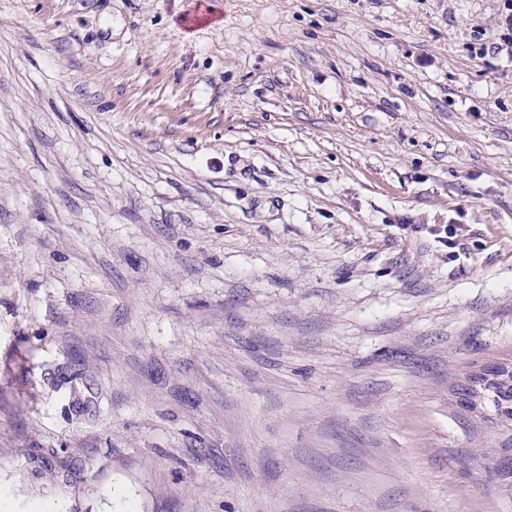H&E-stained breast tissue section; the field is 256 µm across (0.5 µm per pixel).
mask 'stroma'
<instances>
[{"mask_svg": "<svg viewBox=\"0 0 512 512\" xmlns=\"http://www.w3.org/2000/svg\"><path fill=\"white\" fill-rule=\"evenodd\" d=\"M505 0H0V512H512ZM510 368L511 372L509 373L508 371ZM497 375L498 378L490 385L486 386L484 393L487 394V399L493 402L497 407V413L500 418L499 420L503 426H506L509 422H512V411H502L500 407V400H502L503 397H508L509 395H507V393H512V364H499Z\"/></svg>", "mask_w": 512, "mask_h": 512, "instance_id": "35a3bbf8", "label": "stroma"}]
</instances>
